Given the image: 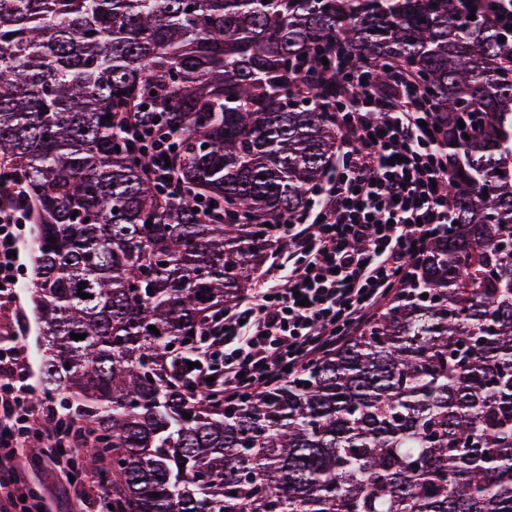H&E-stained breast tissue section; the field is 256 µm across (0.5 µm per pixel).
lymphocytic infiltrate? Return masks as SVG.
<instances>
[{
    "mask_svg": "<svg viewBox=\"0 0 512 512\" xmlns=\"http://www.w3.org/2000/svg\"><path fill=\"white\" fill-rule=\"evenodd\" d=\"M363 77L341 60L322 71L336 169L289 222L286 262L211 317L199 343L168 365L174 380L228 396L279 384L358 334L451 228L458 198L448 191V135L473 134L477 117L435 111L410 74H398L389 94L365 90ZM26 366L19 347L0 358V512H17L28 449L58 467L90 444L37 400Z\"/></svg>",
    "mask_w": 512,
    "mask_h": 512,
    "instance_id": "1",
    "label": "lymphocytic infiltrate"
}]
</instances>
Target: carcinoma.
Masks as SVG:
<instances>
[{"mask_svg": "<svg viewBox=\"0 0 512 512\" xmlns=\"http://www.w3.org/2000/svg\"><path fill=\"white\" fill-rule=\"evenodd\" d=\"M468 16L457 0H0V213L35 225L46 392L93 439L85 458L109 456L112 512H512V40ZM335 53L369 90L406 70L437 111L480 116L448 140L456 225L333 352L193 400L166 364L251 287L280 242L265 223L309 208L336 126L300 84ZM121 112L176 136L181 182L245 221L204 220L144 153L115 152Z\"/></svg>", "mask_w": 512, "mask_h": 512, "instance_id": "carcinoma-1", "label": "carcinoma"}]
</instances>
